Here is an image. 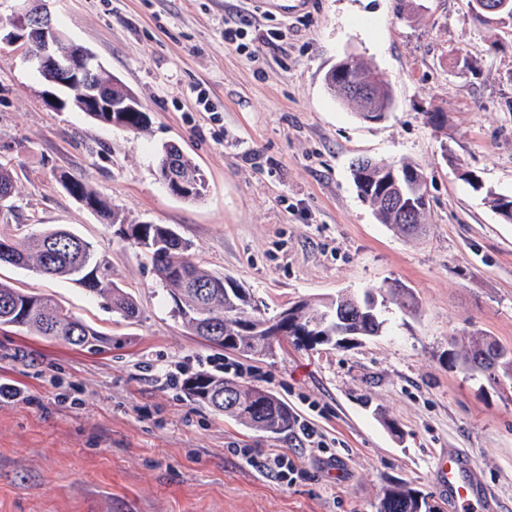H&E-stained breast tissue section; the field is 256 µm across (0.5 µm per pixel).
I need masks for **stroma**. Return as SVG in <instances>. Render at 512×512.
Returning a JSON list of instances; mask_svg holds the SVG:
<instances>
[{
	"instance_id": "1",
	"label": "stroma",
	"mask_w": 512,
	"mask_h": 512,
	"mask_svg": "<svg viewBox=\"0 0 512 512\" xmlns=\"http://www.w3.org/2000/svg\"><path fill=\"white\" fill-rule=\"evenodd\" d=\"M398 2L309 0L287 15L251 0H47L66 38L141 102L138 132L53 106L25 46L0 41V164L16 181L0 225L73 231L139 305L126 321L72 281L0 268L106 336L77 348L0 329V377L30 397L0 405V512H377L395 481L442 501L447 448L469 455L496 512H512V386L452 357L474 333L512 349V222L485 200L512 195V23L479 21L470 0H412L404 13ZM243 17L253 28L239 50L223 31ZM269 29L278 46L260 40ZM349 55L388 79L385 119L361 120L328 92L325 72ZM430 112L446 113L444 129ZM169 142L201 169L203 198L164 185L157 154ZM359 158L424 170L421 236L376 220L351 177ZM64 173L126 223L174 226L195 261L235 278L267 315L393 281L419 307L389 305L380 335L339 346L285 340L258 358L206 345L173 317L150 257L67 192ZM146 363L185 375L239 366L243 384L312 414L327 446L312 453L296 434L217 417ZM245 448L280 450L303 473L279 483L246 464Z\"/></svg>"
}]
</instances>
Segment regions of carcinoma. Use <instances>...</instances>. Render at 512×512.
I'll return each instance as SVG.
<instances>
[{"label": "carcinoma", "mask_w": 512, "mask_h": 512, "mask_svg": "<svg viewBox=\"0 0 512 512\" xmlns=\"http://www.w3.org/2000/svg\"><path fill=\"white\" fill-rule=\"evenodd\" d=\"M327 88L335 98L345 102L363 120L377 106L392 101L391 89L383 75L362 60L347 59L345 77L336 68L325 76ZM174 162L177 168L192 177L194 191L189 199L197 200L206 192V181L196 164L176 146ZM387 164L371 160L352 164L351 176L358 195L366 202L377 221L402 233L416 234L427 224L426 174L418 166L403 161L398 165L404 182L400 185L384 183ZM418 188L419 220L415 224L403 222L399 209L386 204L387 196L398 197ZM15 192V183L9 169L0 165V206H4ZM127 236L151 256L156 275L173 303V313L192 336L210 341L209 335L232 336L235 342L223 349L249 355H262L265 345L262 333L254 331L267 319L259 308L250 312L243 309L237 281L229 276L211 273L200 268L192 259L191 244L167 224H130ZM0 262L18 268H32L47 277L69 279L100 297L124 320L138 317L139 307L134 298L112 281V268L98 255L94 246L64 228L49 229L17 239L8 225H0ZM381 302L391 300L400 309L413 312L418 302L411 288L394 282L380 294ZM364 298L351 292L343 293L323 308L303 303L300 314L291 324V335L307 330L308 325L321 318L323 311L332 307L352 313ZM0 327H14L34 336L61 340L76 347L94 346L105 341L103 333L64 308L54 299L23 291L0 280ZM492 340L485 336H471L454 358L469 369L480 350ZM226 378L207 372L187 377L182 391L192 401L211 408L216 414L229 418L249 429L268 435L288 432L293 412L273 393L236 383L240 403L230 409L222 402L203 398L198 391L212 393L224 390ZM419 494L403 484L385 489L377 512H420Z\"/></svg>", "instance_id": "obj_1"}]
</instances>
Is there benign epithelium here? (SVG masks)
Here are the masks:
<instances>
[{
	"mask_svg": "<svg viewBox=\"0 0 512 512\" xmlns=\"http://www.w3.org/2000/svg\"><path fill=\"white\" fill-rule=\"evenodd\" d=\"M23 7L9 21L10 30L4 39L20 41L29 46V54L38 61L41 78L49 85L76 94L77 104L85 112H140L142 104L129 95L116 79L108 78L94 55L85 47L67 40L45 11V0H21ZM475 15L488 23L507 20L512 14V0H481ZM164 181L175 195L186 193L188 179L166 168ZM297 305L282 309L273 319L263 323L267 344L288 335V321L293 319Z\"/></svg>",
	"mask_w": 512,
	"mask_h": 512,
	"instance_id": "7a95c632",
	"label": "benign epithelium"
}]
</instances>
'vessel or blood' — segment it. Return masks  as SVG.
<instances>
[{"mask_svg": "<svg viewBox=\"0 0 512 512\" xmlns=\"http://www.w3.org/2000/svg\"><path fill=\"white\" fill-rule=\"evenodd\" d=\"M437 481L455 512H493L495 504L486 484L459 449L444 452L438 463Z\"/></svg>", "mask_w": 512, "mask_h": 512, "instance_id": "obj_1", "label": "vessel or blood"}]
</instances>
